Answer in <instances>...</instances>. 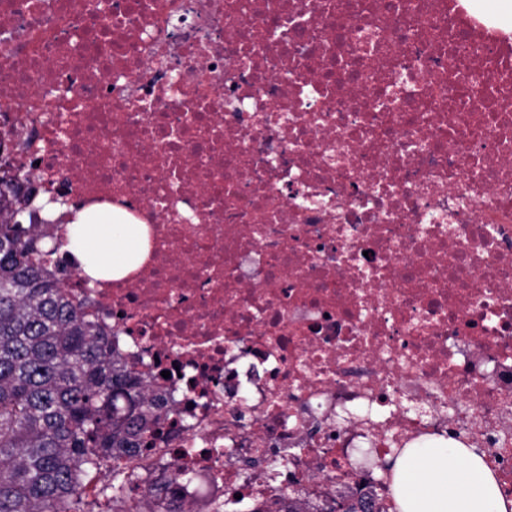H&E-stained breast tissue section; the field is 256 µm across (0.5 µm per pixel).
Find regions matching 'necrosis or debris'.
I'll list each match as a JSON object with an SVG mask.
<instances>
[{
  "instance_id": "4bbe7bcc",
  "label": "necrosis or debris",
  "mask_w": 512,
  "mask_h": 512,
  "mask_svg": "<svg viewBox=\"0 0 512 512\" xmlns=\"http://www.w3.org/2000/svg\"><path fill=\"white\" fill-rule=\"evenodd\" d=\"M149 229L64 286L171 411L151 484L393 512L376 462L486 449L512 497V21L476 0H0V176ZM288 466L269 479L256 450Z\"/></svg>"
}]
</instances>
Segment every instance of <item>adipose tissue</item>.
<instances>
[{
	"label": "adipose tissue",
	"instance_id": "adipose-tissue-1",
	"mask_svg": "<svg viewBox=\"0 0 512 512\" xmlns=\"http://www.w3.org/2000/svg\"><path fill=\"white\" fill-rule=\"evenodd\" d=\"M107 204L81 207L66 225L68 248L81 272L94 279H120L148 252V228L126 224ZM399 512H512L485 454L462 445L407 448L389 466Z\"/></svg>",
	"mask_w": 512,
	"mask_h": 512
}]
</instances>
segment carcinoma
<instances>
[{
    "label": "carcinoma",
    "mask_w": 512,
    "mask_h": 512,
    "mask_svg": "<svg viewBox=\"0 0 512 512\" xmlns=\"http://www.w3.org/2000/svg\"><path fill=\"white\" fill-rule=\"evenodd\" d=\"M0 178V512H128L119 466L152 448L168 402L114 357L110 336L31 261L55 238L12 222L28 197ZM182 472L142 497L176 496Z\"/></svg>",
    "instance_id": "1"
}]
</instances>
